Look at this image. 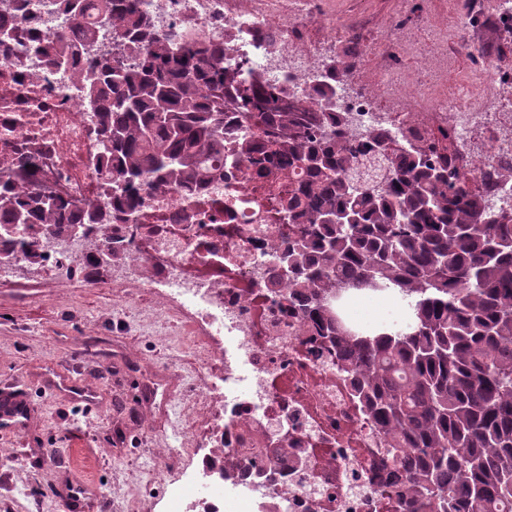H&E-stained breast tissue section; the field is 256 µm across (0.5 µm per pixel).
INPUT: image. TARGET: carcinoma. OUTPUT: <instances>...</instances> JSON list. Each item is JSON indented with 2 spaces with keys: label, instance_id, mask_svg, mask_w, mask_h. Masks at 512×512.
Instances as JSON below:
<instances>
[{
  "label": "carcinoma",
  "instance_id": "carcinoma-1",
  "mask_svg": "<svg viewBox=\"0 0 512 512\" xmlns=\"http://www.w3.org/2000/svg\"><path fill=\"white\" fill-rule=\"evenodd\" d=\"M109 14L111 0H66V9ZM119 36L145 52L129 69L104 59L89 97L112 94L100 113L101 149L123 188L71 220L42 195L0 194V226L26 224L28 252L41 234L128 222L130 193L200 185L224 167V111L264 132L242 138L235 161L269 176L277 156L305 173L280 195L279 220L295 228L276 256L289 302L335 350L354 399L373 418L397 468L390 512H512V205L485 209L501 173L471 179L449 152L448 134L411 150L379 132L349 133L326 111L328 92L303 104L288 88L224 68L211 44L160 33L135 0H124ZM373 279L412 311L403 328L350 335L328 300Z\"/></svg>",
  "mask_w": 512,
  "mask_h": 512
}]
</instances>
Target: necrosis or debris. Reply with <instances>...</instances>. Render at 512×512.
Segmentation results:
<instances>
[{
    "instance_id": "1",
    "label": "necrosis or debris",
    "mask_w": 512,
    "mask_h": 512,
    "mask_svg": "<svg viewBox=\"0 0 512 512\" xmlns=\"http://www.w3.org/2000/svg\"><path fill=\"white\" fill-rule=\"evenodd\" d=\"M160 31L209 36L225 63L242 64L265 82L295 91L328 81L333 106L348 130L383 132L425 143L416 107L448 112L459 148L485 168L512 166V113L490 111L485 95L505 76L485 62L441 98L425 62L414 73H385L384 97L407 90L403 111H381L352 88L351 73L331 72L332 41L302 47L287 28L314 21L312 0H141ZM132 63L111 20L87 33L62 0H0V168H28L29 184L54 195L63 214L102 204L110 191L101 159L100 103L86 95L92 60ZM266 180L246 165L185 191L146 192L134 218L97 231L96 257L111 261L117 281L162 288L206 331L211 402L205 437L185 432L208 461L186 468L170 484L165 512H383L394 467L374 420L353 399L335 355L322 351L314 330L266 287L288 226L262 205ZM0 241L20 266L83 263V235H45L36 256L17 241Z\"/></svg>"
}]
</instances>
